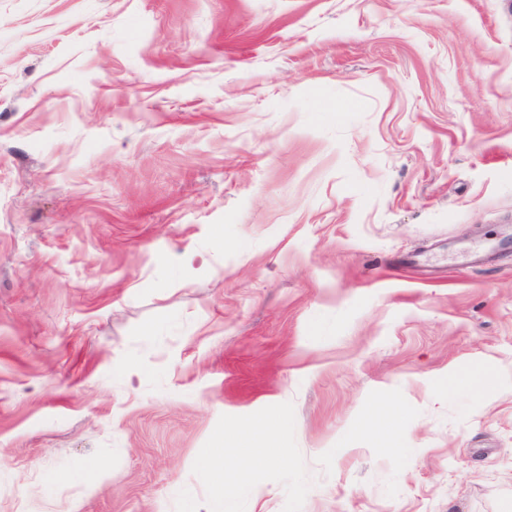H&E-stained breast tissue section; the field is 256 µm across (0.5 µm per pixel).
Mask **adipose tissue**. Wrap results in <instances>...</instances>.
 I'll use <instances>...</instances> for the list:
<instances>
[{
	"label": "adipose tissue",
	"instance_id": "adipose-tissue-1",
	"mask_svg": "<svg viewBox=\"0 0 512 512\" xmlns=\"http://www.w3.org/2000/svg\"><path fill=\"white\" fill-rule=\"evenodd\" d=\"M263 433V427L259 426L225 439L223 447L214 454V475L222 481L232 480L238 488L248 487L255 467L275 462L283 454L282 449L264 439Z\"/></svg>",
	"mask_w": 512,
	"mask_h": 512
}]
</instances>
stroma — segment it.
Returning <instances> with one entry per match:
<instances>
[{"label": "stroma", "instance_id": "obj_1", "mask_svg": "<svg viewBox=\"0 0 512 512\" xmlns=\"http://www.w3.org/2000/svg\"><path fill=\"white\" fill-rule=\"evenodd\" d=\"M509 233L512 0H0V512H512ZM264 427L259 426L238 435L224 437L223 448H216L214 459L218 462L212 465L213 474L224 484L225 512L237 511L235 493H226L225 482H234L238 489L249 487L251 471L264 463H273L278 460L284 450L272 446V442L263 440ZM231 462L232 476L227 477V463Z\"/></svg>", "mask_w": 512, "mask_h": 512}]
</instances>
